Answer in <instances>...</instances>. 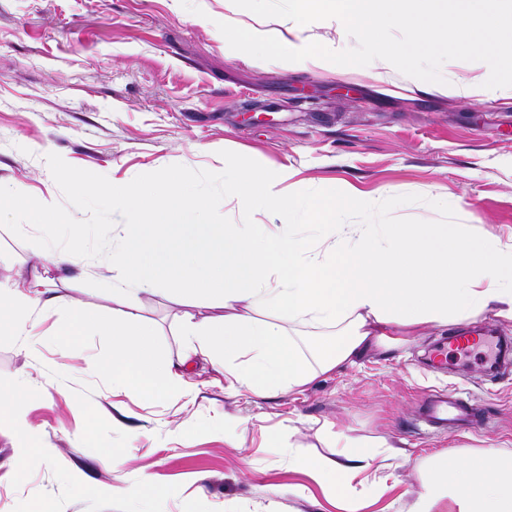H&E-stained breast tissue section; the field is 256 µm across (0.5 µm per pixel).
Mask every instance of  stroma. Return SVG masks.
I'll return each mask as SVG.
<instances>
[{"mask_svg":"<svg viewBox=\"0 0 512 512\" xmlns=\"http://www.w3.org/2000/svg\"><path fill=\"white\" fill-rule=\"evenodd\" d=\"M195 19L180 0H0V184L24 190L46 222L97 225L86 260L54 264L37 247L27 216L0 212V282H44L102 315L112 312L104 272L119 213L98 199L74 208L71 177L153 183L179 174L211 197L228 224H267L263 209L224 194V162L292 168L316 195L388 191L398 205L345 215L347 224H462L512 240V89L488 96L480 63L445 62L441 82L402 74L385 61L349 69L324 60L262 61L225 46L217 22L260 29L282 44L354 46L328 19L305 26L262 18L232 0H197ZM469 81L471 96L453 87ZM26 232H16V225ZM141 313L160 346L179 357V322L192 311L153 294ZM60 318L42 325L35 349L0 335V381L38 388L27 407L32 453L0 425V512L50 504L53 512H127L119 496L90 498V482L119 486L147 475L165 489L159 512H412L421 466L453 450L512 452V369L486 374L478 354L449 356L452 327H429L398 349H377L321 376L303 391L257 397L224 389L204 359L185 372L194 400L112 392V380L86 369L111 352L91 332L78 349L55 337ZM431 391H456L484 413L483 429L424 434L419 404ZM239 424L225 440L224 419ZM398 447L383 471L357 475L343 496L326 491L304 459H332L337 432ZM290 445L274 450L273 434ZM126 460L117 462L114 450Z\"/></svg>","mask_w":512,"mask_h":512,"instance_id":"obj_1","label":"stroma"}]
</instances>
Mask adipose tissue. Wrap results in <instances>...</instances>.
I'll return each instance as SVG.
<instances>
[{
    "instance_id": "1",
    "label": "adipose tissue",
    "mask_w": 512,
    "mask_h": 512,
    "mask_svg": "<svg viewBox=\"0 0 512 512\" xmlns=\"http://www.w3.org/2000/svg\"><path fill=\"white\" fill-rule=\"evenodd\" d=\"M76 182V204L104 197L114 211L135 216L119 225L121 244L105 263L115 310L102 317L60 296L39 300L32 285L0 287V332L27 348L37 341L36 325L60 313L67 335L109 336L111 359L91 369L109 374L117 391L186 394L140 313L145 292L222 306L218 319L185 315L180 334L192 354L223 359L229 390L257 396L303 389L371 348L393 346L402 331L487 311L512 319V244L491 230L474 236L461 224H343L341 210L371 209L374 197L313 196L284 166L224 163L225 193L267 209L269 224L212 222L208 197L176 179L159 189ZM88 231L45 224L39 247L53 262L70 263ZM298 324L317 327L318 336L292 335ZM336 445V460L305 466L342 495L371 456L359 438L340 433ZM413 512H512V453L435 456Z\"/></svg>"
}]
</instances>
